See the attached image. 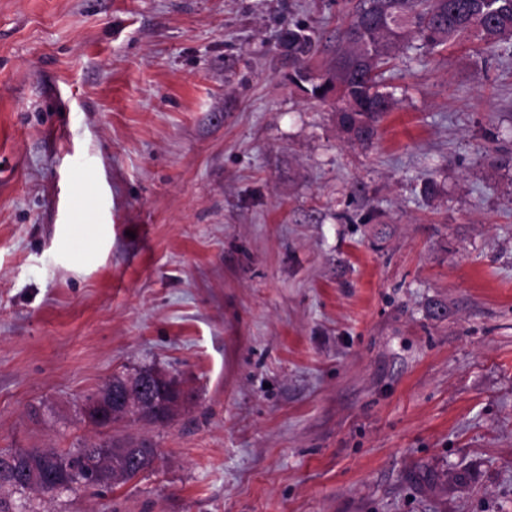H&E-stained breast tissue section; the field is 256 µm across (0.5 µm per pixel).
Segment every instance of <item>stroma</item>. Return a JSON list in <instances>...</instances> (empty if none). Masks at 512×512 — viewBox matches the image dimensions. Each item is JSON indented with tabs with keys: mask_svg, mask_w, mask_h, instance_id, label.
<instances>
[{
	"mask_svg": "<svg viewBox=\"0 0 512 512\" xmlns=\"http://www.w3.org/2000/svg\"><path fill=\"white\" fill-rule=\"evenodd\" d=\"M356 3L0 0V449L157 451L34 512H512V40L396 51L350 142L278 45ZM151 367L168 425L83 416Z\"/></svg>",
	"mask_w": 512,
	"mask_h": 512,
	"instance_id": "1",
	"label": "stroma"
}]
</instances>
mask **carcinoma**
I'll return each mask as SVG.
<instances>
[{
	"label": "carcinoma",
	"instance_id": "obj_1",
	"mask_svg": "<svg viewBox=\"0 0 512 512\" xmlns=\"http://www.w3.org/2000/svg\"><path fill=\"white\" fill-rule=\"evenodd\" d=\"M409 34L431 48L453 37H475L484 42L483 52L512 37V0H359L348 26L338 32L339 45L332 67L310 74V62L318 52L319 37L302 28L284 30L281 49L296 69L294 83L313 98L336 97L346 107L336 110L341 131L348 138L368 144L394 101L379 90L382 70ZM138 421L164 425L172 420L164 404L144 393ZM112 447V471L128 482L151 467L154 446L135 437L123 440L86 441L67 451L33 448L0 452V490L11 496L24 494L19 474L35 470L50 485L68 479L81 485L86 470L100 461L97 449Z\"/></svg>",
	"mask_w": 512,
	"mask_h": 512
}]
</instances>
